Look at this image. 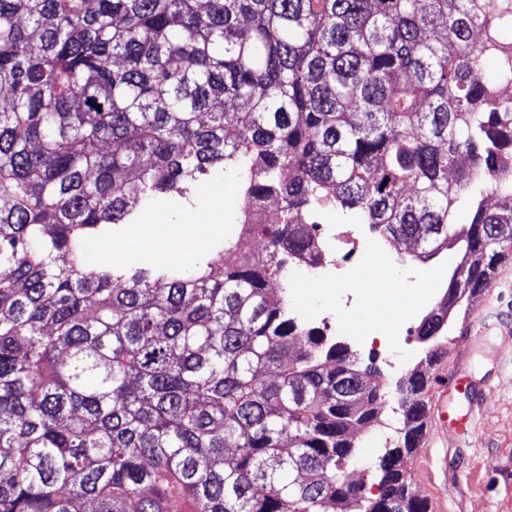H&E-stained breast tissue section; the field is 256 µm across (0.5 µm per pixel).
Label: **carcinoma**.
Listing matches in <instances>:
<instances>
[{
  "label": "carcinoma",
  "instance_id": "cac0c4a2",
  "mask_svg": "<svg viewBox=\"0 0 512 512\" xmlns=\"http://www.w3.org/2000/svg\"><path fill=\"white\" fill-rule=\"evenodd\" d=\"M511 86L512 0H0V512H429L427 372L393 425L376 369L269 283L320 261L293 214L327 206L423 262L458 248L432 366L512 256ZM217 168L281 207L264 251L85 263ZM353 426L387 429L375 494L343 476Z\"/></svg>",
  "mask_w": 512,
  "mask_h": 512
}]
</instances>
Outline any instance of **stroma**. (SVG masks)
Wrapping results in <instances>:
<instances>
[{"instance_id": "35a3bbf8", "label": "stroma", "mask_w": 512, "mask_h": 512, "mask_svg": "<svg viewBox=\"0 0 512 512\" xmlns=\"http://www.w3.org/2000/svg\"><path fill=\"white\" fill-rule=\"evenodd\" d=\"M213 184L221 195L151 202L141 208L137 222L165 225L189 257H196L220 237L213 225L196 223V215L215 207L230 223L242 203L234 177L219 174ZM131 232L132 226L123 224L112 238L88 242L87 265L97 266L98 251L111 247L119 251L118 265L145 264L144 242ZM368 242L370 253L349 258L347 286L291 275L288 308L300 323L324 328L348 345L361 363L375 362L374 382L394 403L400 380L425 356L416 328L445 291L460 255L448 249L423 263L412 246L398 247L375 235ZM493 322L481 298H474L469 334L449 344L442 358L463 382L448 401L468 416L467 433L449 430L447 443L417 448L406 463L414 491L428 500L432 512H512V330H497ZM393 350L401 354L397 369L387 362Z\"/></svg>"}]
</instances>
